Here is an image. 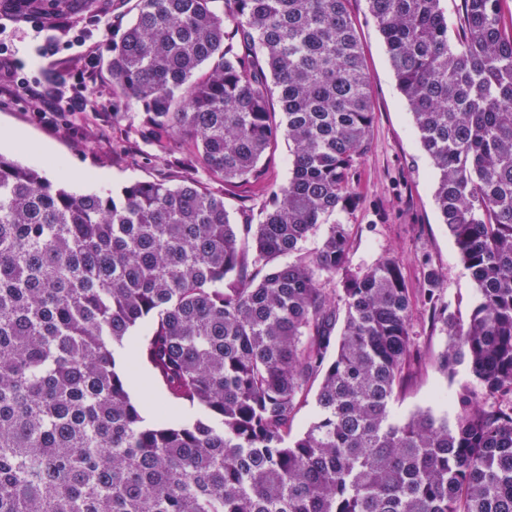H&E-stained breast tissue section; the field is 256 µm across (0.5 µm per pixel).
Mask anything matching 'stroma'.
<instances>
[{"mask_svg": "<svg viewBox=\"0 0 512 512\" xmlns=\"http://www.w3.org/2000/svg\"><path fill=\"white\" fill-rule=\"evenodd\" d=\"M131 6V0H95L88 9L78 0L64 21L43 11L40 33L0 8V48L13 61L15 78L54 93L58 110L54 126H43L35 119L34 102L9 87L0 73V133L23 134L20 144H0V155L42 171L46 165L40 152L51 147L56 159L51 181L76 193L106 194L134 181L161 178L167 170L164 162L145 161L140 148L112 152V32L102 20ZM350 12L361 40L374 112L369 147L354 184L358 203L340 215L351 229V263L363 267L397 257L412 289L421 286L425 268L436 269L443 276L442 293L450 311L468 322L477 291L437 211L436 170L420 146L366 0H350ZM75 100L84 103V110H72ZM74 172L82 173L81 182L71 180ZM411 326L421 356L397 385L391 413L399 420L420 411L449 416L451 396L476 380L465 365L451 377L438 368L435 359L448 338L422 306L413 307Z\"/></svg>", "mask_w": 512, "mask_h": 512, "instance_id": "35a3bbf8", "label": "stroma"}]
</instances>
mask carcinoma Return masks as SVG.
<instances>
[{"mask_svg":"<svg viewBox=\"0 0 512 512\" xmlns=\"http://www.w3.org/2000/svg\"><path fill=\"white\" fill-rule=\"evenodd\" d=\"M367 2L477 288L469 322L434 270L414 292L395 257L352 268L329 221L357 203L373 120L348 0H136L112 17V130L172 175L74 194L0 155V512H512V15ZM417 299L448 336L439 368L477 381L451 422L390 415ZM126 344L169 397L151 424ZM319 384V379L313 384L307 396L299 405L293 422L291 423L289 439L301 436L315 420L316 416V402L315 394Z\"/></svg>","mask_w":512,"mask_h":512,"instance_id":"obj_1","label":"carcinoma"}]
</instances>
